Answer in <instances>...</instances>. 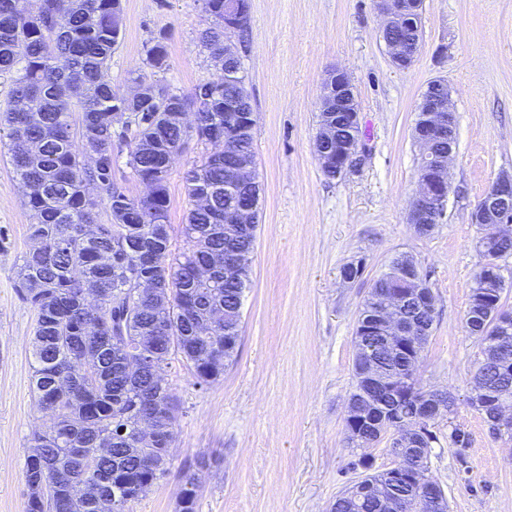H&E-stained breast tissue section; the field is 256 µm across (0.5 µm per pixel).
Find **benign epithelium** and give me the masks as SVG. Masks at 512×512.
Returning a JSON list of instances; mask_svg holds the SVG:
<instances>
[{"label": "benign epithelium", "mask_w": 512, "mask_h": 512, "mask_svg": "<svg viewBox=\"0 0 512 512\" xmlns=\"http://www.w3.org/2000/svg\"><path fill=\"white\" fill-rule=\"evenodd\" d=\"M421 0H377V8L383 19L380 35L388 50L392 63L399 69L407 68L415 55L408 54L403 45L393 38L395 30L410 24V19L420 10ZM239 24L231 16H224V60L238 54L234 43V34ZM321 107L330 110L344 107L353 113V119H360V108L354 87L345 72L339 68L328 71L321 87ZM423 112L419 122L415 124L413 138L424 159L418 173V189L413 197L408 212V223L416 235L422 237L429 230V225L440 224L445 216L446 202L450 188L449 164L454 154L456 136L455 115L451 98L442 94L426 95L420 106ZM334 138L333 126L325 123L317 132L315 154L324 172L334 171L342 175L352 166L359 150L358 139L352 137L345 144L336 146V153L326 150L328 142ZM448 139V152L439 154L434 148L435 140ZM225 183L233 185L242 178H257V171L252 163L224 162ZM471 223L483 227V238L495 242L512 236V174L504 173L497 177L485 196L478 203L471 215ZM395 276L406 281L408 288L402 291H389L384 294V301L389 305L413 300L430 313L434 310V295L426 287L425 279L419 273L411 259H405L395 270ZM512 317L504 314L500 319L491 321L484 319L479 334L480 343L487 349L503 344L499 336L500 326ZM377 331L386 337L390 349L408 359L409 376L399 384L386 381L380 374L376 364L367 360L358 368L357 381L362 386L363 400L351 401L348 404L346 431L347 438L355 439L365 425H374L379 431L391 433V453L395 462L381 471V477L375 484L367 482L361 476L350 489V498L357 501L360 494L378 486L386 488L390 485L408 483L414 485L417 496L414 505L427 508V512H448V499L442 488L424 476L422 462L429 454L433 441L432 427L441 415L448 402L447 396L440 389H425L420 398L426 417L417 424L409 426L403 422L402 406L395 405L390 412L383 414L381 419L375 418L373 396L385 391L394 398H399L402 390L408 388L411 381L417 379V371L421 356L419 348L424 342L428 328L413 320H394L385 312L376 317L375 327L365 323L357 326L355 336L356 357L364 358L371 354L367 342V334ZM482 390L473 388L469 399L480 411L486 413L488 421L497 434L512 426V397L502 394L491 403L480 399Z\"/></svg>", "instance_id": "7a95c632"}]
</instances>
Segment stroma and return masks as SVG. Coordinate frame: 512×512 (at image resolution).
Returning <instances> with one entry per match:
<instances>
[{
	"instance_id": "35a3bbf8",
	"label": "stroma",
	"mask_w": 512,
	"mask_h": 512,
	"mask_svg": "<svg viewBox=\"0 0 512 512\" xmlns=\"http://www.w3.org/2000/svg\"><path fill=\"white\" fill-rule=\"evenodd\" d=\"M238 51L255 113L261 210L251 285L241 309L238 353L215 383L196 386L173 363L165 379L182 414L167 475L130 512H178L185 463L207 457L195 512H329L336 496L394 458L389 439L362 450L345 435L355 390L354 337L373 284L401 255L414 258L436 297L418 377L448 390L450 417L434 426L428 475L448 512H512V440L491 434L468 401L481 345L466 328L483 234L471 214L498 175L512 172V0H425L414 63L392 66L375 0H249ZM113 84L128 90L150 41L166 33V83L190 92L217 69L198 36L208 20L200 0H123ZM351 78L362 117L361 167L326 181L314 152L322 80ZM452 94L457 146L441 224L427 237L407 222L417 189L412 139L429 82ZM204 150L190 143L169 176L174 247L188 198L184 172ZM30 214L0 157V512H26L24 461L50 415L32 393L33 309L14 281L32 248ZM361 262L345 281L343 267ZM468 434L459 448L452 428Z\"/></svg>"
}]
</instances>
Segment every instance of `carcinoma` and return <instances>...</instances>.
Returning a JSON list of instances; mask_svg holds the SVG:
<instances>
[{"label":"carcinoma","instance_id":"obj_1","mask_svg":"<svg viewBox=\"0 0 512 512\" xmlns=\"http://www.w3.org/2000/svg\"><path fill=\"white\" fill-rule=\"evenodd\" d=\"M0 0V76H10L9 107L0 113L7 153L25 191L34 246L23 257L15 288L35 311L31 339L32 386L37 401L53 413L34 433L24 464L27 512H99L102 497L112 512H127L169 470L180 405L165 382L180 359L203 387L218 380L236 351L224 352V337L239 336L240 307L250 274L224 273V252L250 255L257 225L245 233L230 207L261 194L249 181L224 185V146L255 157L253 129L224 110V99L252 110L244 77L204 81L187 94L160 84L169 68L166 36L146 46L128 100L112 83V54L122 33L121 0ZM212 24L199 41L212 59L224 57V0H202ZM194 107V123L182 115ZM336 138L350 135L343 114ZM195 139L212 150L184 173L189 209L182 225L184 247L172 248L168 224V174L174 158ZM126 151V166L150 188L131 197L114 182V149ZM107 209L110 223H95ZM400 259L373 285L362 311L371 314ZM198 268L206 276L195 275ZM144 280L155 292H137ZM95 294L92 310L84 296ZM375 358L388 372L405 364L375 340ZM150 355L151 368L130 363ZM472 384L507 388L490 359L480 361ZM404 401V422L420 418L418 394ZM155 432L143 440L142 426ZM181 471L182 489L194 512L195 471Z\"/></svg>","mask_w":512,"mask_h":512}]
</instances>
